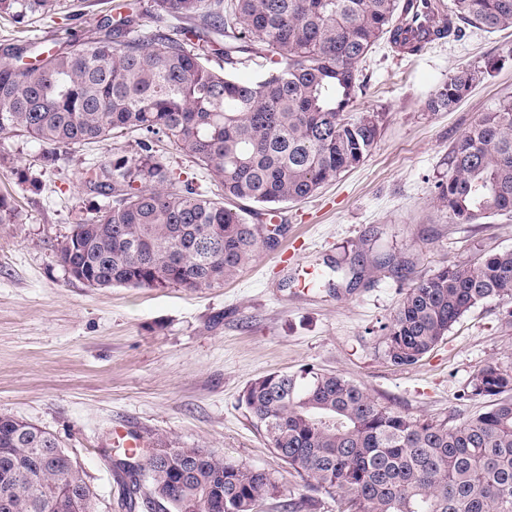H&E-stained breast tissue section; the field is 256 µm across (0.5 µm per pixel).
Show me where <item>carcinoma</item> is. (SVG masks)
<instances>
[{
  "instance_id": "obj_1",
  "label": "carcinoma",
  "mask_w": 512,
  "mask_h": 512,
  "mask_svg": "<svg viewBox=\"0 0 512 512\" xmlns=\"http://www.w3.org/2000/svg\"><path fill=\"white\" fill-rule=\"evenodd\" d=\"M59 0H0V17L29 25ZM402 0H151L175 21L167 33L133 16L105 15L94 35L31 62L15 47L0 62V134L41 147V166L63 149L117 134L139 136L140 153L93 163L86 193L110 201L57 242L64 268L89 288H215L251 263L266 238L224 206L267 210L312 196L357 167L383 114L350 108L363 93L359 64L382 39L407 45ZM454 26L512 29V0H448ZM263 62L258 64L256 59ZM258 64L250 78L241 71ZM481 78L463 69L426 107L449 111ZM202 166L221 194L176 174L155 155L163 141ZM436 201L459 224L512 213V98L478 114L448 152ZM20 216L0 195V224ZM512 300V249L454 261L410 286L386 326L385 357L418 364L473 308ZM469 398L486 405L450 425L396 412L341 374L306 367L255 379L241 404L311 495H337L344 512H512V371L489 362ZM118 470L170 512H257L280 488L271 473L208 448L158 441L124 453ZM71 455L44 430L0 415V512H92L94 493Z\"/></svg>"
}]
</instances>
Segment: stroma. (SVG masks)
I'll return each mask as SVG.
<instances>
[{
    "label": "stroma",
    "mask_w": 512,
    "mask_h": 512,
    "mask_svg": "<svg viewBox=\"0 0 512 512\" xmlns=\"http://www.w3.org/2000/svg\"><path fill=\"white\" fill-rule=\"evenodd\" d=\"M131 11L146 29L168 25L146 0H60L52 19L23 31L0 19V60L31 41L66 47L102 16ZM465 67L482 70L480 82L452 111H426L434 90ZM360 69L369 89L354 107L383 115L370 154L308 198L247 215L252 224H278L277 244L219 288L95 289L71 279L54 246L103 204L78 178L114 152L137 155V137L63 151L43 170L37 143L0 134V194L21 214L20 223L0 224V414L58 439L94 492V512H128V500L149 496L148 486L132 489L117 473L116 429L272 473L281 495L260 512L302 502L300 480L240 403L267 373H339L393 410L454 424L482 405L465 396L480 368H512V302L497 299L473 308L418 364L397 367L384 356V328L413 283L449 262L512 249V214L458 224L435 199L449 147L480 112L512 96V30L473 28L465 41L415 56L383 40ZM25 168L41 180L40 192L20 182ZM338 263L355 276L333 272ZM315 271L331 286L301 290Z\"/></svg>",
    "instance_id": "stroma-1"
}]
</instances>
